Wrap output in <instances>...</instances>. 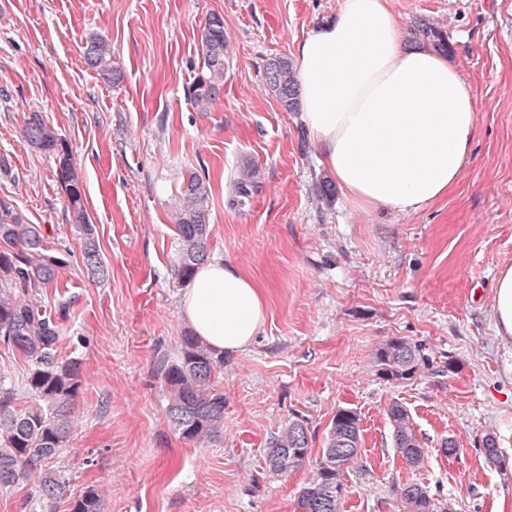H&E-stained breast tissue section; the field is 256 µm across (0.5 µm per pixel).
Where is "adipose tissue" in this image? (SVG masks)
I'll list each match as a JSON object with an SVG mask.
<instances>
[{"mask_svg": "<svg viewBox=\"0 0 512 512\" xmlns=\"http://www.w3.org/2000/svg\"><path fill=\"white\" fill-rule=\"evenodd\" d=\"M300 120L347 202L412 213L445 197L469 159L472 89L447 56L406 50L388 0H343L295 49ZM195 334L219 351L247 349L266 320L263 289L238 266H199L181 300Z\"/></svg>", "mask_w": 512, "mask_h": 512, "instance_id": "adipose-tissue-1", "label": "adipose tissue"}]
</instances>
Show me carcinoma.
<instances>
[{
    "label": "carcinoma",
    "mask_w": 512,
    "mask_h": 512,
    "mask_svg": "<svg viewBox=\"0 0 512 512\" xmlns=\"http://www.w3.org/2000/svg\"><path fill=\"white\" fill-rule=\"evenodd\" d=\"M413 38L440 52L448 51L444 34L425 23L411 29ZM224 19L211 15L200 42L202 68L192 86L193 102L207 112L220 99L224 85ZM85 64L110 80L113 76L112 49L98 36L83 46ZM265 79L281 108H299V87L288 58L270 59ZM25 138L37 149L55 156L56 175L72 210L73 223L83 234L82 261L88 273L102 275L106 266L101 258L90 217L82 202V181L71 162L70 153L54 131L37 116L24 127ZM259 171L247 170L237 182L238 197L247 199L257 184ZM208 177L193 173L182 191L175 210L177 234L176 278L191 281L197 267L207 260L209 234ZM62 259L44 252L43 235L37 224L25 223L11 206L0 201V342L28 364L24 381L27 404L18 403V391L0 386V488L30 481L38 497L54 500L64 492L60 470L51 463L61 457L74 429V402L82 387L83 362L59 358L62 339L57 318L43 308L37 292L55 288ZM376 374L396 384L412 381L426 366L420 347L392 338L373 353ZM224 370V355L188 332L181 337L179 355L159 370L169 399L167 417L185 440L214 441L224 433V394L216 385ZM394 448L406 464L418 468L424 461V448L416 434L409 412L399 402L387 409ZM360 418L349 409L339 410L330 422L322 454L315 459L300 490L298 512H338L342 497V476L359 454ZM485 455L505 466L496 439H483ZM309 432L306 425L290 420L269 441L267 465L277 476H286L308 458ZM403 512H448V506L433 498L416 482L401 488ZM100 490L87 487L72 499V512H102Z\"/></svg>",
    "instance_id": "cac0c4a2"
}]
</instances>
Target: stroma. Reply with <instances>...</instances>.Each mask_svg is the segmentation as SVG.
I'll list each match as a JSON object with an SVG mask.
<instances>
[{
    "instance_id": "stroma-1",
    "label": "stroma",
    "mask_w": 512,
    "mask_h": 512,
    "mask_svg": "<svg viewBox=\"0 0 512 512\" xmlns=\"http://www.w3.org/2000/svg\"><path fill=\"white\" fill-rule=\"evenodd\" d=\"M342 2L0 0V201L40 225L62 259L42 303L68 301L61 354L83 362L61 499L0 489V512H70L89 486L100 488L102 512H295L310 467L271 475L268 441L295 417L319 456L341 409L358 414L361 445L340 512H399L408 482L450 512H512V338L492 318L495 278L512 266V0H389L401 32L418 22L443 32L478 109L459 182L409 214L321 199L317 149L264 78L271 58L293 57ZM214 13L230 50L220 99L201 112L191 88ZM93 33L111 44L118 83L85 66ZM34 113L82 175L105 280L84 272L54 156L23 136ZM250 167L260 178L241 204L236 184ZM193 172L209 175L210 258L256 280L268 308L253 344L224 357V433L204 444L172 430L157 377L190 330L172 265L175 207ZM394 337L428 361L402 385L371 363ZM394 401L425 450L421 467L393 446ZM489 432L505 465L484 453ZM448 439L456 455L442 453Z\"/></svg>"
}]
</instances>
